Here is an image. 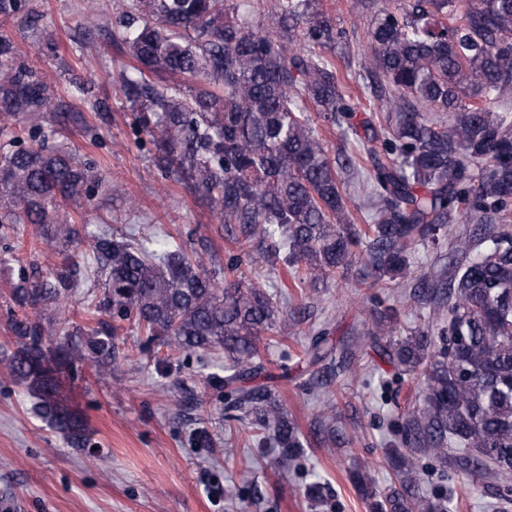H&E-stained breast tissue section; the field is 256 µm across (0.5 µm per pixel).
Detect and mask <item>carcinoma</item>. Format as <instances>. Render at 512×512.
I'll return each instance as SVG.
<instances>
[{"mask_svg": "<svg viewBox=\"0 0 512 512\" xmlns=\"http://www.w3.org/2000/svg\"><path fill=\"white\" fill-rule=\"evenodd\" d=\"M374 9L367 33L368 84L350 85L334 51L348 32L318 0H275L274 26L254 19L249 0H124L137 24L114 37L132 63L121 76L132 128L155 148L156 166L208 205L238 251L269 241L285 251L290 287L362 266L357 284L393 290L411 274L410 251L462 219L501 222L487 237L459 240L477 251L442 284L448 336L400 328L387 308L366 334L382 358L422 379V400L407 411L389 454L402 490L376 500L358 477L373 512H446L442 500L414 488V448L442 462L454 451L469 478L489 488L512 475V0H354ZM0 17L36 25L31 0H0ZM93 18L84 16L69 50L89 57ZM71 94L103 115L107 105L75 77ZM387 113L365 125L358 153L332 156L309 112L349 134L358 94ZM64 102L0 30V226L38 224L60 265L22 275L7 318L17 344L8 367L35 399L34 411L74 448L89 433L61 393L60 373L90 361L100 371L117 359L122 323L133 320L140 349L162 341L171 354L224 351V375L211 376L230 408L251 418L262 441L288 467L302 447L295 423L270 390L252 381L258 336L276 329L273 296L247 282L240 258L224 267L223 287L165 236L118 240L60 219L89 203L101 185L94 166L65 147H49L43 122ZM431 112H446L438 121ZM35 119L40 140L23 146L5 121ZM369 160L364 187L372 223L354 224L340 173ZM104 292L85 326L66 309L91 277ZM304 362L314 377L352 371L348 349L323 331Z\"/></svg>", "mask_w": 512, "mask_h": 512, "instance_id": "1", "label": "carcinoma"}]
</instances>
